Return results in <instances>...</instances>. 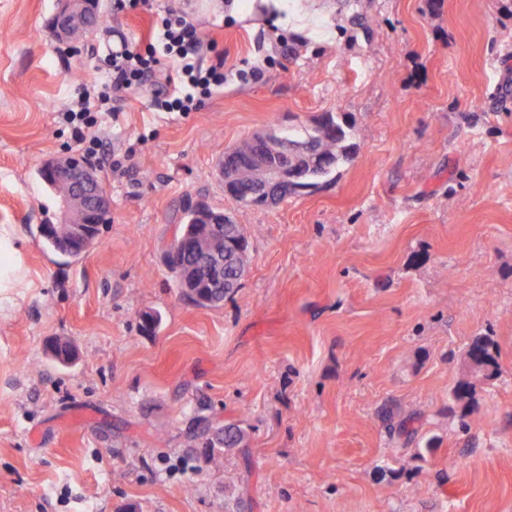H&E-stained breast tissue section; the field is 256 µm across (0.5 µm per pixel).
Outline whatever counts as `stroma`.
<instances>
[{"mask_svg": "<svg viewBox=\"0 0 512 512\" xmlns=\"http://www.w3.org/2000/svg\"><path fill=\"white\" fill-rule=\"evenodd\" d=\"M224 2H193L227 74L199 110L144 90L99 126L110 220L71 258L39 233L62 218L39 170L79 152L58 115L112 32L145 45L172 0H102L63 41L58 0H0V512H512V0H286L277 27ZM328 112L357 142L331 183L225 193V150ZM191 198L249 245L215 307L164 264ZM478 336L499 372L460 402ZM408 416L415 434L390 431ZM200 417L245 447L208 461Z\"/></svg>", "mask_w": 512, "mask_h": 512, "instance_id": "1", "label": "stroma"}]
</instances>
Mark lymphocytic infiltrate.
<instances>
[{
    "instance_id": "obj_1",
    "label": "lymphocytic infiltrate",
    "mask_w": 512,
    "mask_h": 512,
    "mask_svg": "<svg viewBox=\"0 0 512 512\" xmlns=\"http://www.w3.org/2000/svg\"><path fill=\"white\" fill-rule=\"evenodd\" d=\"M153 43L133 48L126 38L112 46L111 66L95 89H83L61 114L84 154L98 158L101 143L92 136L101 114L118 116L126 98L147 89L160 112H193L224 83V64H205L209 48L185 9H169L153 34Z\"/></svg>"
}]
</instances>
